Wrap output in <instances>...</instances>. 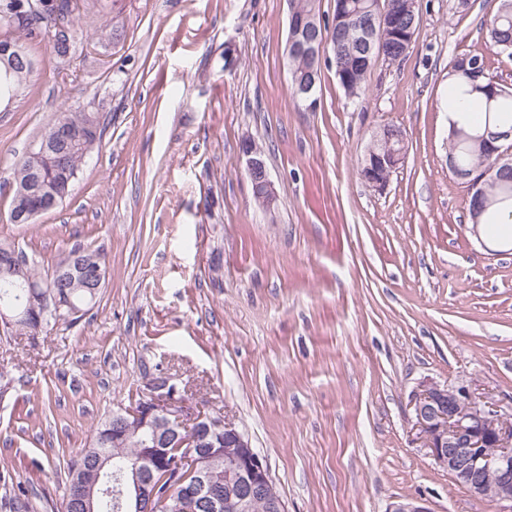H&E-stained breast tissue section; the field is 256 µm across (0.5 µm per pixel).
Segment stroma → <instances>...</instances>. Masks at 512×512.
<instances>
[{"mask_svg": "<svg viewBox=\"0 0 512 512\" xmlns=\"http://www.w3.org/2000/svg\"><path fill=\"white\" fill-rule=\"evenodd\" d=\"M418 4L408 55L355 101L326 63L312 111L288 93V0H120V40L69 69L31 49L39 76L0 112V239L45 273L99 250L107 280L75 325H0V512L22 490L26 512H62L93 425L159 374L249 435L288 512H496L435 465L409 401L429 378L512 412V251L485 246L448 170L450 63L484 55L512 88V59L483 26L497 0ZM64 102L101 113L102 141L63 205L9 223L12 166ZM385 125L407 154L378 191L357 167ZM241 154L245 158L247 174L254 186L256 197L264 200L267 204H271L274 192L267 165L253 141L247 140L244 142L241 147Z\"/></svg>", "mask_w": 512, "mask_h": 512, "instance_id": "1", "label": "stroma"}]
</instances>
